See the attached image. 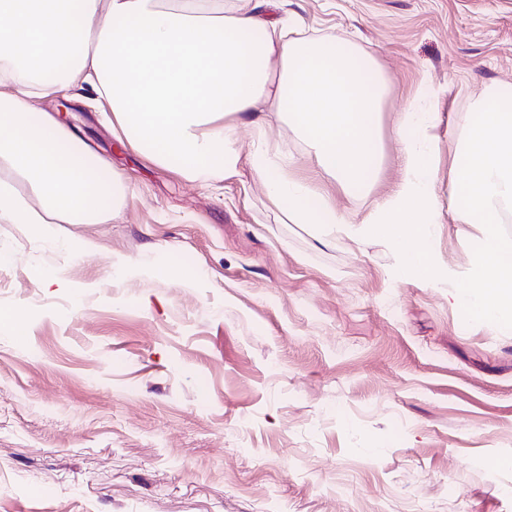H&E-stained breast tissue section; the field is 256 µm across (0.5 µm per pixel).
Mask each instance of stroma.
I'll return each instance as SVG.
<instances>
[{
	"label": "stroma",
	"instance_id": "1",
	"mask_svg": "<svg viewBox=\"0 0 512 512\" xmlns=\"http://www.w3.org/2000/svg\"><path fill=\"white\" fill-rule=\"evenodd\" d=\"M276 16L387 77L367 193L321 180L293 128L268 131L339 216L394 190L399 116L431 114L450 279L398 282L385 240L285 220L248 166L190 181L75 89L42 100L134 193L52 238L0 223V308L24 330L0 328V512H512V330L453 300L476 229L452 223L450 190L480 102L512 93V0H282ZM170 260L198 280L156 275Z\"/></svg>",
	"mask_w": 512,
	"mask_h": 512
}]
</instances>
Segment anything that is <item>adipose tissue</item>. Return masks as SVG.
Listing matches in <instances>:
<instances>
[{
    "label": "adipose tissue",
    "instance_id": "adipose-tissue-1",
    "mask_svg": "<svg viewBox=\"0 0 512 512\" xmlns=\"http://www.w3.org/2000/svg\"><path fill=\"white\" fill-rule=\"evenodd\" d=\"M258 2L236 11L224 0H0V223L104 224L121 208L126 188L111 167L34 105L58 93L45 72L64 56V82L86 87L113 131L155 163L191 181L228 178L247 163L288 218L380 235L402 255L398 279L438 282L432 119L402 115L397 188L363 220L339 218L324 189L294 176L266 117L305 136L320 173L363 192L381 161L385 80L352 44L275 38L262 13L274 0ZM246 124L254 138L244 156L236 132Z\"/></svg>",
    "mask_w": 512,
    "mask_h": 512
}]
</instances>
